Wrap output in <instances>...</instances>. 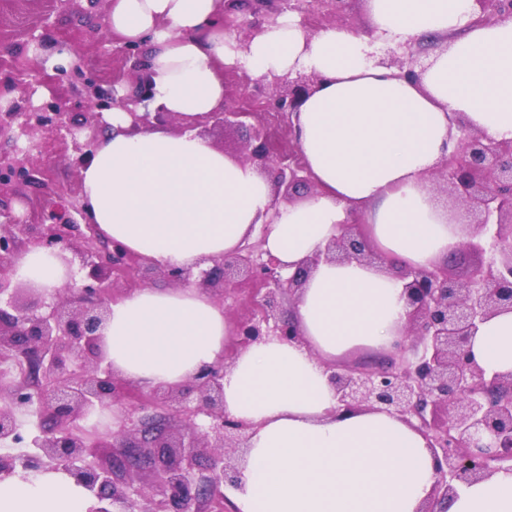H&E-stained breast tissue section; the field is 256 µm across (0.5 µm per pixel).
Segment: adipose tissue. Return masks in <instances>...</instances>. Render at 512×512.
I'll use <instances>...</instances> for the list:
<instances>
[{
    "mask_svg": "<svg viewBox=\"0 0 512 512\" xmlns=\"http://www.w3.org/2000/svg\"><path fill=\"white\" fill-rule=\"evenodd\" d=\"M224 0H111L106 29L147 45L154 106L186 119L224 105V70L261 77L316 73L321 81L292 118L316 185L307 200L273 206L269 181L193 131L129 133L122 110L81 172L82 200L99 232L163 265L202 259L261 238L285 273L318 257L296 299L303 343L267 336L224 372V411L250 423L236 512H421L437 480L424 435L373 409L342 410L328 366L356 350L391 349L407 331L403 283L388 268L321 257L342 225L360 222L396 265L428 268L472 234L431 182L457 144L456 118L512 140V17L475 22L474 0H366L363 29L306 31L283 13L261 25L249 51L214 17ZM439 42L416 80L381 57ZM71 272L38 248L17 277L53 289ZM223 307L197 288H140L111 305L101 341L122 377L178 388L224 356ZM478 362L512 369V312L487 321ZM97 499L67 472L0 480V512H90ZM448 512H512V473L462 487Z\"/></svg>",
    "mask_w": 512,
    "mask_h": 512,
    "instance_id": "1",
    "label": "adipose tissue"
}]
</instances>
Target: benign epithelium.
Segmentation results:
<instances>
[{"label":"benign epithelium","instance_id":"1","mask_svg":"<svg viewBox=\"0 0 512 512\" xmlns=\"http://www.w3.org/2000/svg\"><path fill=\"white\" fill-rule=\"evenodd\" d=\"M240 0H227L224 13L214 18L236 35L238 49L248 51L253 32L273 24L287 10L297 12L310 29L321 15L339 13L345 0H303L292 7L284 0H259L250 22L236 15ZM476 23L493 24L512 16V0H475ZM98 46L104 55H116L131 76L127 92L117 93L120 76L99 73L78 48L61 42L58 51L70 56L61 73L87 108L83 120L73 122L70 107L54 102L35 106L30 83L19 80L9 91L18 92L0 105V138L14 152L0 155V185L36 190L29 211L20 219L0 196V362L27 365L29 375L42 376L45 386L32 392L26 380H16L0 369V444L26 442L33 454L0 455V477L20 469L63 468L77 483L103 503L96 512H216L224 485L237 482L238 464L227 460V450L242 448L250 426L224 413V361L202 369L176 389L155 388L130 400L129 383L102 365L100 336L118 299V282L144 288L159 275L171 287L200 288L224 297V289L247 285L249 312L236 321L235 349L265 336L303 341L293 319L280 316L284 297L296 296L309 265L291 276L281 264L256 245L226 253L198 272L173 265L139 260L119 243L102 238L82 197L64 193L53 179L44 157L61 154L79 172L93 159L99 137L107 126L103 112L127 111L129 132L144 131L171 121L163 109L138 112L154 94V73L139 45L112 47L104 37ZM414 44L393 52L388 64L414 77ZM315 73L275 76L266 82L263 97L224 93V108L198 118L197 126L249 127L245 161L267 173L275 187L274 205L292 201L300 187L316 188L294 141L279 142L268 127L251 123L260 112H276L292 122L306 97L318 85ZM456 149L444 157L435 175L448 194L478 215L484 234L461 243L448 258L430 268L399 267L405 281L410 334L370 362L330 368L338 403L346 411L371 407L417 422L436 462L437 481L423 512H447L448 501L462 485H471L500 470L512 471V371H489L477 361L473 341L491 317L512 311V141H497L458 125ZM43 248L70 267L78 263L80 281L55 289L52 301H43V289L14 279L21 255ZM484 257L466 280L451 273L457 252ZM336 262L357 260L386 266L389 260L367 245L362 225L347 224L325 252ZM117 408L118 429L93 436L76 421ZM36 414L44 422L39 434L26 440L20 418ZM95 448L112 449L103 467L85 463ZM210 464L201 467L199 456ZM149 465L153 479L145 489L134 485V474Z\"/></svg>","mask_w":512,"mask_h":512}]
</instances>
